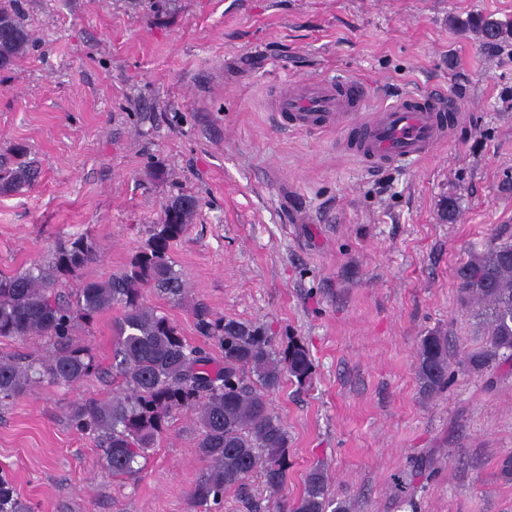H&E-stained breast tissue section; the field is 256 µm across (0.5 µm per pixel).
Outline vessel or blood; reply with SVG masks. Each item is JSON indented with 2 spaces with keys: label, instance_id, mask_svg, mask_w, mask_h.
Instances as JSON below:
<instances>
[{
  "label": "vessel or blood",
  "instance_id": "1",
  "mask_svg": "<svg viewBox=\"0 0 512 512\" xmlns=\"http://www.w3.org/2000/svg\"><path fill=\"white\" fill-rule=\"evenodd\" d=\"M273 109L299 131L347 129L345 149L368 168L386 169L429 158L447 140L459 107L435 91L373 108L360 82L308 78L284 88Z\"/></svg>",
  "mask_w": 512,
  "mask_h": 512
}]
</instances>
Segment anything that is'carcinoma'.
<instances>
[{"label": "carcinoma", "instance_id": "carcinoma-1", "mask_svg": "<svg viewBox=\"0 0 512 512\" xmlns=\"http://www.w3.org/2000/svg\"><path fill=\"white\" fill-rule=\"evenodd\" d=\"M466 26L490 47L512 38V30L488 16H473ZM31 43L18 0H0V68L26 53ZM37 174L24 153L0 157V193L33 184ZM198 207L199 200L191 195L170 198L128 268L107 280L80 279L97 254L96 242L87 237L57 247L45 261L12 276L0 274V338L44 337L53 346L48 357L37 362L0 356V401L25 394L37 382L74 384L89 377L97 365L90 347L74 338L75 326L120 309L114 360L122 395L75 406L71 421L100 437L112 475L129 476L137 472L138 459L154 447L171 414L193 413L201 428L197 453L208 464L206 475L189 493L193 512L220 504L226 490L243 486L255 473L269 492L282 491L288 432L267 396L287 377L305 385L314 368L302 344L291 340L282 349L263 326L215 318L198 302L193 307L196 328L223 352L220 367L213 369L209 354L187 343L178 327L147 303L148 290L171 302L187 297L186 281L169 249L186 234ZM456 279L485 336L465 357V367L476 377L490 375L512 363V243L472 252L457 267ZM69 282L71 299L65 300L57 287ZM415 375L425 397L448 385V338L440 332L421 339ZM327 485L326 471L312 468L302 493L285 504L283 512H348L345 502L329 495ZM18 510L9 486L1 485L0 512Z\"/></svg>", "mask_w": 512, "mask_h": 512}]
</instances>
